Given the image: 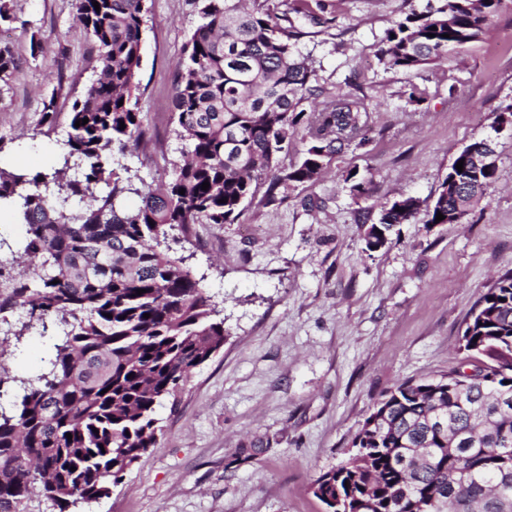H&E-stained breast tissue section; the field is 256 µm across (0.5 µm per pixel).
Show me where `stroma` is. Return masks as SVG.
<instances>
[{"mask_svg": "<svg viewBox=\"0 0 512 512\" xmlns=\"http://www.w3.org/2000/svg\"><path fill=\"white\" fill-rule=\"evenodd\" d=\"M301 53L323 97L354 94L369 110L365 145L336 153L317 181L273 204L248 205L232 224H196L186 262L224 319L221 350L191 375L177 408L161 405L157 442L109 497L76 512H325L316 479L346 460L351 441L386 391L459 367L465 322L497 275L512 269V0L482 39L421 69H388L378 53L406 13L437 0H296ZM18 20L0 26L17 67L0 89V165L49 169L56 155L36 128L55 102L57 134L100 68L76 34L75 0H14ZM138 110L147 131L121 161L159 187L180 156L173 106L176 64L199 18L188 0H147ZM330 23L316 27L309 12ZM44 52L30 55L31 37ZM484 139L496 179L455 224L427 209L458 153ZM371 182L355 200L345 177ZM419 199L386 246L365 231L387 202ZM46 344L35 332L0 349V389L35 374ZM256 454L237 461L239 449Z\"/></svg>", "mask_w": 512, "mask_h": 512, "instance_id": "stroma-1", "label": "stroma"}]
</instances>
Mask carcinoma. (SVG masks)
Instances as JSON below:
<instances>
[{"label": "carcinoma", "instance_id": "cac0c4a2", "mask_svg": "<svg viewBox=\"0 0 512 512\" xmlns=\"http://www.w3.org/2000/svg\"><path fill=\"white\" fill-rule=\"evenodd\" d=\"M189 2L199 23L173 96L184 145L164 189L136 188L114 166V154L143 135L134 91L146 0H76L101 71L72 103L59 167L0 168V206L25 226L17 251L0 231V252L10 253L0 258V315L20 308L27 318L3 335L35 329L51 343L42 371L21 381L11 409L0 406V512H23L35 493L59 512L109 496L157 443L156 408L176 407L192 371L224 345V321L202 279L168 241L188 238L193 224H232L259 185L267 184L263 202L274 203L292 184L317 179L338 146L365 143L362 98L315 103L320 90L296 48L301 32L286 0ZM501 4L442 0L411 12L387 31L379 61L412 71L444 58L480 39ZM15 66L12 47L0 43V86ZM309 100L308 111L301 104ZM55 125L51 97L29 138ZM299 126L301 161L282 171L277 157ZM474 168L463 149L427 223L439 212L442 223H458L481 203L496 169ZM345 183L356 200L369 194L370 180L356 173ZM128 194L140 197L136 207L124 206ZM410 218L384 206L366 229V249L384 247ZM461 341L484 365L387 391L354 435V453L316 480L328 512H512L511 269L472 310Z\"/></svg>", "mask_w": 512, "mask_h": 512}]
</instances>
